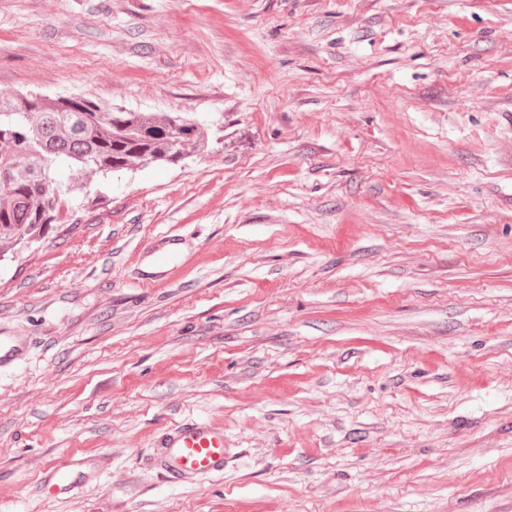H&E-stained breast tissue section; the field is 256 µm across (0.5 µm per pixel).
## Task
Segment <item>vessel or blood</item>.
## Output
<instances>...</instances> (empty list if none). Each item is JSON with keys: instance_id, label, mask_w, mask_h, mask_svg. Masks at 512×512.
Instances as JSON below:
<instances>
[{"instance_id": "b4317fda", "label": "vessel or blood", "mask_w": 512, "mask_h": 512, "mask_svg": "<svg viewBox=\"0 0 512 512\" xmlns=\"http://www.w3.org/2000/svg\"><path fill=\"white\" fill-rule=\"evenodd\" d=\"M163 448L162 463L169 478L193 479L224 470V433L211 424L177 425L167 433Z\"/></svg>"}]
</instances>
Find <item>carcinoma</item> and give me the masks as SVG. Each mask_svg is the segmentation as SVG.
<instances>
[{
  "label": "carcinoma",
  "mask_w": 512,
  "mask_h": 512,
  "mask_svg": "<svg viewBox=\"0 0 512 512\" xmlns=\"http://www.w3.org/2000/svg\"><path fill=\"white\" fill-rule=\"evenodd\" d=\"M209 127L191 112L112 108L84 96L0 93V243L44 239L70 196L152 163L176 165L208 150Z\"/></svg>",
  "instance_id": "carcinoma-1"
}]
</instances>
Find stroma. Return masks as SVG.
Here are the masks:
<instances>
[{
	"label": "stroma",
	"instance_id": "obj_1",
	"mask_svg": "<svg viewBox=\"0 0 512 512\" xmlns=\"http://www.w3.org/2000/svg\"><path fill=\"white\" fill-rule=\"evenodd\" d=\"M17 91L215 138L0 261V512H512V0H0ZM162 465L171 479H193L224 470V431L201 421L172 428L163 444Z\"/></svg>",
	"mask_w": 512,
	"mask_h": 512
}]
</instances>
